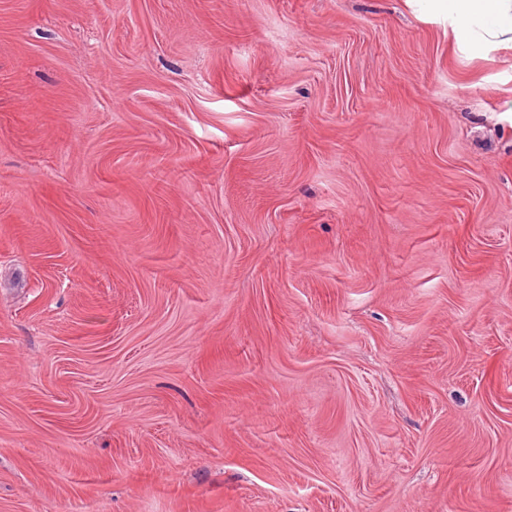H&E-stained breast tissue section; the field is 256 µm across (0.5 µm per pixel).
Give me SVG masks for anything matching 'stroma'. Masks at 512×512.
I'll return each instance as SVG.
<instances>
[{
	"instance_id": "35a3bbf8",
	"label": "stroma",
	"mask_w": 512,
	"mask_h": 512,
	"mask_svg": "<svg viewBox=\"0 0 512 512\" xmlns=\"http://www.w3.org/2000/svg\"><path fill=\"white\" fill-rule=\"evenodd\" d=\"M0 512H512V50L0 0Z\"/></svg>"
}]
</instances>
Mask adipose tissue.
Instances as JSON below:
<instances>
[{
	"label": "adipose tissue",
	"instance_id": "adipose-tissue-1",
	"mask_svg": "<svg viewBox=\"0 0 512 512\" xmlns=\"http://www.w3.org/2000/svg\"><path fill=\"white\" fill-rule=\"evenodd\" d=\"M458 51L470 54L489 43L512 47V0H438Z\"/></svg>",
	"mask_w": 512,
	"mask_h": 512
}]
</instances>
